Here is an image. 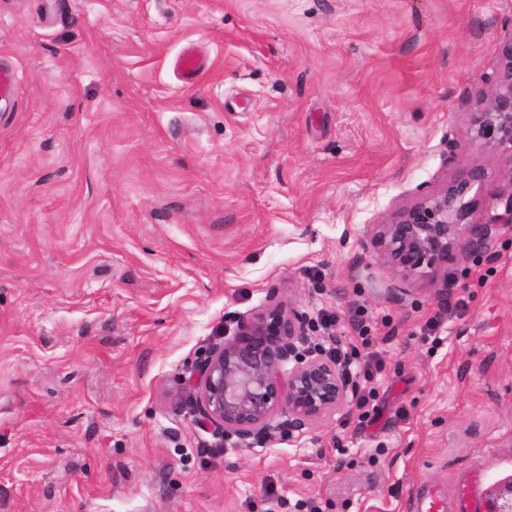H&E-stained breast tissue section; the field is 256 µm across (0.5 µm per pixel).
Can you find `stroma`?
<instances>
[{
  "mask_svg": "<svg viewBox=\"0 0 512 512\" xmlns=\"http://www.w3.org/2000/svg\"><path fill=\"white\" fill-rule=\"evenodd\" d=\"M510 40L512 0H0V512H405L426 482L511 484L512 230L415 278L372 244L477 164L502 212L512 159L468 114ZM272 288L310 346L365 321L369 403L218 443L189 378Z\"/></svg>",
  "mask_w": 512,
  "mask_h": 512,
  "instance_id": "35a3bbf8",
  "label": "stroma"
}]
</instances>
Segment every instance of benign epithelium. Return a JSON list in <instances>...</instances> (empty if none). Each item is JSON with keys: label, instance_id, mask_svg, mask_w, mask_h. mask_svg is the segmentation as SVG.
<instances>
[{"label": "benign epithelium", "instance_id": "obj_1", "mask_svg": "<svg viewBox=\"0 0 512 512\" xmlns=\"http://www.w3.org/2000/svg\"><path fill=\"white\" fill-rule=\"evenodd\" d=\"M500 75L485 102L469 113L471 141L512 156V42L498 47ZM492 190L480 165L460 173L442 191L425 196L393 221L376 225L374 240L386 265L414 277L448 260L466 241L483 253L498 227L512 224V194L503 212L483 221L479 200ZM191 414L204 430L239 448L276 440L345 406L353 381L346 366L307 347L303 315L270 291L267 303L238 317L224 341L195 364ZM490 512H512V484Z\"/></svg>", "mask_w": 512, "mask_h": 512}]
</instances>
